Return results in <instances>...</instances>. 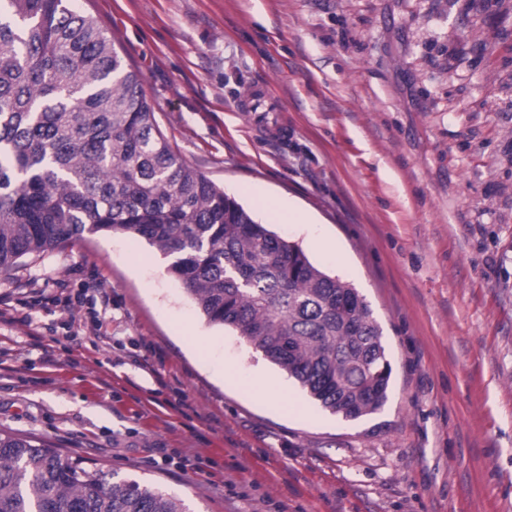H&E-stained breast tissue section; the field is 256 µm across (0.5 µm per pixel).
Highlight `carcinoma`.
<instances>
[{
  "instance_id": "carcinoma-1",
  "label": "carcinoma",
  "mask_w": 512,
  "mask_h": 512,
  "mask_svg": "<svg viewBox=\"0 0 512 512\" xmlns=\"http://www.w3.org/2000/svg\"><path fill=\"white\" fill-rule=\"evenodd\" d=\"M89 234L142 238L211 323L236 331L324 408L379 411L392 367L347 281L174 153L136 73L68 0H0V273ZM0 512H187L34 437L0 429Z\"/></svg>"
}]
</instances>
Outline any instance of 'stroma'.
Returning <instances> with one entry per match:
<instances>
[{
  "instance_id": "1",
  "label": "stroma",
  "mask_w": 512,
  "mask_h": 512,
  "mask_svg": "<svg viewBox=\"0 0 512 512\" xmlns=\"http://www.w3.org/2000/svg\"><path fill=\"white\" fill-rule=\"evenodd\" d=\"M71 5L186 164L358 289L389 397L331 413L156 246L87 233L0 275V428L189 512H512V0Z\"/></svg>"
}]
</instances>
